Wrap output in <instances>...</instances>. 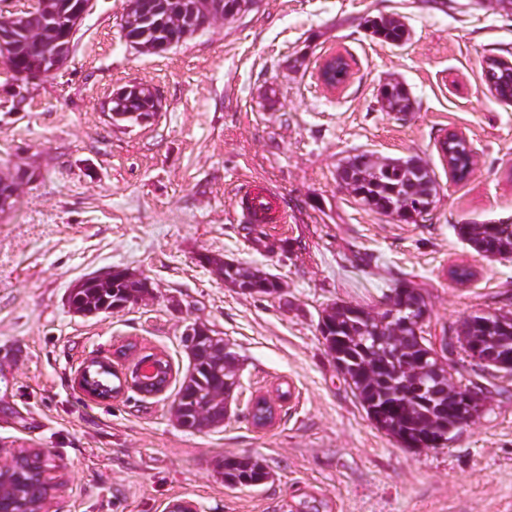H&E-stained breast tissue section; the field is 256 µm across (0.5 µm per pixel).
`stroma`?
Segmentation results:
<instances>
[{
	"mask_svg": "<svg viewBox=\"0 0 512 512\" xmlns=\"http://www.w3.org/2000/svg\"><path fill=\"white\" fill-rule=\"evenodd\" d=\"M126 0H94L67 62L17 85L0 64V175L23 168L0 214V463L43 448L56 487L41 512H512V373L471 372L483 410L446 446L413 450L377 430L328 355L318 330L336 301L377 305L397 282L420 288L433 339L467 315L512 310V257L487 260L456 225L512 220V102L482 78L484 61L512 62L506 0H257L163 54L130 47ZM405 23L400 46L365 20ZM342 51L351 78L327 93L321 58ZM405 85L413 110L382 111L379 89ZM134 83L160 112L114 123L108 102ZM469 139L468 181L449 179L445 130ZM418 156L440 192L429 220L407 224L360 207L336 179L349 155ZM276 185L289 224L240 223L238 182ZM263 268L277 296L226 287L212 259ZM454 264L475 275L448 276ZM126 268L155 297L84 316L67 296L78 281ZM201 322L238 356L240 386L223 426L180 428L171 406L189 361L186 327ZM133 341L168 356L159 396L126 391L101 402L75 385L89 357ZM274 424L255 429L252 398H277ZM263 458L267 483L229 488L216 463Z\"/></svg>",
	"mask_w": 512,
	"mask_h": 512,
	"instance_id": "1",
	"label": "stroma"
}]
</instances>
